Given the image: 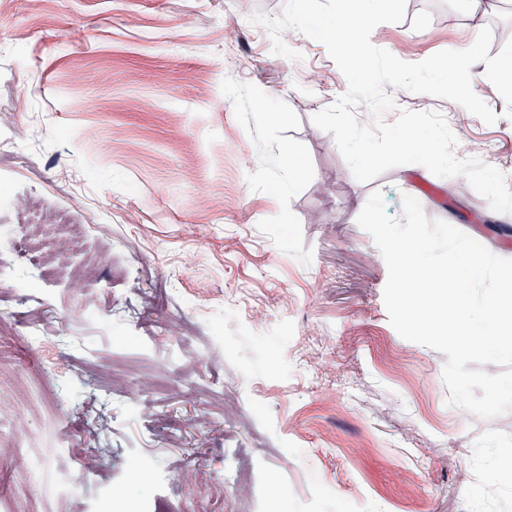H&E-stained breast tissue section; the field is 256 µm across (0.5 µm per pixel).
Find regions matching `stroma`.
Masks as SVG:
<instances>
[{
    "label": "stroma",
    "mask_w": 512,
    "mask_h": 512,
    "mask_svg": "<svg viewBox=\"0 0 512 512\" xmlns=\"http://www.w3.org/2000/svg\"><path fill=\"white\" fill-rule=\"evenodd\" d=\"M285 0H0V195L38 194L88 226L69 270L107 253L93 300L15 265L0 287L14 383L0 406V512H512V412L449 404L446 356L403 339L388 270L357 222L417 199L495 255L488 201L411 164L358 181L314 114L348 90L296 30L274 54L255 14ZM467 0H407L371 41L406 62L474 42ZM436 112L473 157L512 170V94L478 111L388 87ZM282 121L259 120V94ZM303 174L290 180V161ZM68 453L61 481L51 461ZM96 458L90 471L85 456ZM253 463L249 495L188 480Z\"/></svg>",
    "instance_id": "stroma-1"
}]
</instances>
